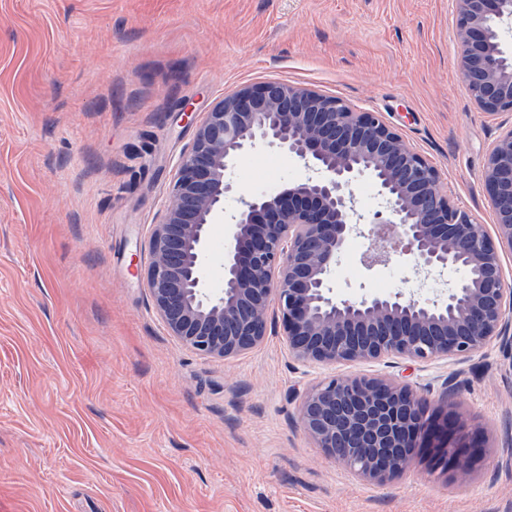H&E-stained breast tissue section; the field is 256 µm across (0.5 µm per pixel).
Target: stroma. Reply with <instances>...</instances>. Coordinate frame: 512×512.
<instances>
[{
	"label": "stroma",
	"mask_w": 512,
	"mask_h": 512,
	"mask_svg": "<svg viewBox=\"0 0 512 512\" xmlns=\"http://www.w3.org/2000/svg\"><path fill=\"white\" fill-rule=\"evenodd\" d=\"M456 50L452 0H0V512H512V356L400 361L484 448L464 479L421 455L377 486L303 433L297 395L384 363L298 362L274 313L258 347L202 359L140 272L194 133L181 103L201 114L267 80L379 113L493 226L482 171L512 112L475 106ZM307 175L256 145L224 209ZM391 264L386 278L344 252L330 285L432 299L464 277Z\"/></svg>",
	"instance_id": "1"
}]
</instances>
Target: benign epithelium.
Returning a JSON list of instances; mask_svg holds the SVG:
<instances>
[{"label":"benign epithelium","instance_id":"7a95c632","mask_svg":"<svg viewBox=\"0 0 512 512\" xmlns=\"http://www.w3.org/2000/svg\"><path fill=\"white\" fill-rule=\"evenodd\" d=\"M454 2L457 68L475 105L512 111V46L504 40L512 0ZM191 121L193 140L145 244V290L180 347L210 360L253 349L275 300L288 351L302 363L465 361L496 346L512 351V288L501 258L512 252V128L495 140L483 169L497 218L492 237L449 201L436 168L394 127L342 98L266 81ZM258 143L287 151L311 175L242 202L227 222L223 287L210 289V226L224 217L236 160ZM354 177L369 178L386 199L367 220L362 264L386 265L400 251L427 273L467 270L447 295L336 298L330 277L361 220L344 191ZM299 417L329 457L379 486L406 470L418 448L434 466L464 473L481 447L456 415L428 413L391 375L325 379L301 395Z\"/></svg>","mask_w":512,"mask_h":512}]
</instances>
